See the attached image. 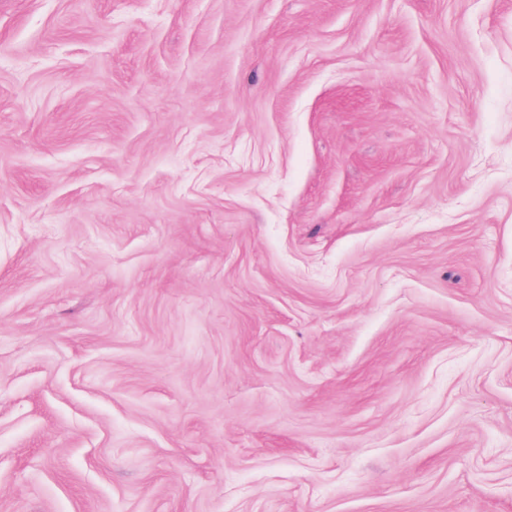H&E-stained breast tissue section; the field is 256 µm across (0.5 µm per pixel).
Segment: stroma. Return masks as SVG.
<instances>
[{
	"instance_id": "stroma-1",
	"label": "stroma",
	"mask_w": 512,
	"mask_h": 512,
	"mask_svg": "<svg viewBox=\"0 0 512 512\" xmlns=\"http://www.w3.org/2000/svg\"><path fill=\"white\" fill-rule=\"evenodd\" d=\"M0 512H512V0H0Z\"/></svg>"
}]
</instances>
